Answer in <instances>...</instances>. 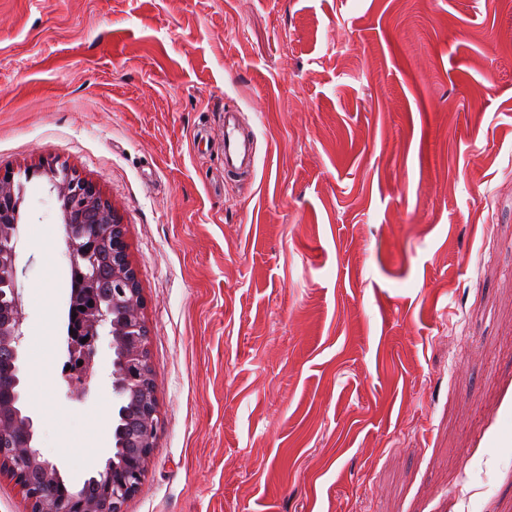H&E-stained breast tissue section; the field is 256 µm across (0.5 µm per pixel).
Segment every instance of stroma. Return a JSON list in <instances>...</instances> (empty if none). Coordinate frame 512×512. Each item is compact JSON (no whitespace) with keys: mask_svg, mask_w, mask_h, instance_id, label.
<instances>
[{"mask_svg":"<svg viewBox=\"0 0 512 512\" xmlns=\"http://www.w3.org/2000/svg\"><path fill=\"white\" fill-rule=\"evenodd\" d=\"M52 160L139 272L159 424L123 512H512V0H0V170ZM18 233L24 408L79 486L112 353L75 398L46 178ZM254 165L253 137L238 121V112L224 111V171L243 174Z\"/></svg>","mask_w":512,"mask_h":512,"instance_id":"1","label":"stroma"}]
</instances>
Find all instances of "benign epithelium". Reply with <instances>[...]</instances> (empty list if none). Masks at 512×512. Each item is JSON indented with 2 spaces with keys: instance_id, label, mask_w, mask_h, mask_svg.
Segmentation results:
<instances>
[{
  "instance_id": "obj_1",
  "label": "benign epithelium",
  "mask_w": 512,
  "mask_h": 512,
  "mask_svg": "<svg viewBox=\"0 0 512 512\" xmlns=\"http://www.w3.org/2000/svg\"><path fill=\"white\" fill-rule=\"evenodd\" d=\"M48 177L66 228V254L78 287L71 289L69 307L86 298L92 305L70 318L66 344V379L79 395L89 390L98 348L112 349V403L121 419L119 452L107 457L90 479L102 485L100 499L86 502L80 489L57 497L54 488L65 484L61 468L47 460L38 447L32 419L25 420L26 436L14 438L15 423L4 414L0 401V463L8 461L25 491L31 512H121L123 502L138 489L153 447L158 426L156 380L149 363V335L142 318L143 299L139 275L133 265L122 220L111 202L93 182L69 166L51 162L37 169ZM16 198L15 180L0 172V233L18 230L8 226ZM112 239V281L121 287L104 293L105 277L96 263L98 247ZM16 264L0 269V345L9 347L16 367L27 314L14 281ZM87 342H82V339ZM37 470L42 480H31Z\"/></svg>"
}]
</instances>
